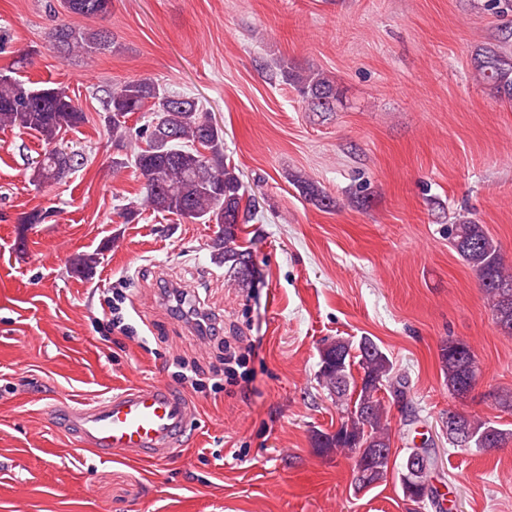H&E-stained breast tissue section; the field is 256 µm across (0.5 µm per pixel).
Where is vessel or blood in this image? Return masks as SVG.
I'll use <instances>...</instances> for the list:
<instances>
[{"label": "vessel or blood", "mask_w": 512, "mask_h": 512, "mask_svg": "<svg viewBox=\"0 0 512 512\" xmlns=\"http://www.w3.org/2000/svg\"><path fill=\"white\" fill-rule=\"evenodd\" d=\"M195 410L168 384H145L76 406H55L51 417L81 447L104 461L133 452L145 461L167 460L185 447Z\"/></svg>", "instance_id": "obj_1"}]
</instances>
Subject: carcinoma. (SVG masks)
<instances>
[{
  "mask_svg": "<svg viewBox=\"0 0 512 512\" xmlns=\"http://www.w3.org/2000/svg\"><path fill=\"white\" fill-rule=\"evenodd\" d=\"M66 9L76 15L94 17L110 12L112 0H64ZM502 44L481 48L475 68L482 80L501 97L512 100V29L502 32ZM55 41L64 49L86 51L102 43L99 33L80 32L69 26L55 31ZM284 81L291 85L314 112H331L339 100L335 81L320 70H298L288 61L278 62ZM149 108L155 113L150 123L131 129L128 115ZM103 121L120 140L129 132L145 141L146 147L133 156L136 171L143 179L145 202L157 213L189 218L222 228L213 241L214 260L227 267L237 280L239 268L252 258L246 250L234 247L239 224L246 222L249 208L242 207L244 193L236 168L224 162V129L190 96L172 95L150 79L129 80L117 84L109 93ZM85 122V113L64 87L33 88L7 72L0 71V127H17L37 134L48 145H57L62 135ZM82 156L59 148L47 151L36 161L31 180L51 183L62 180L81 165ZM289 181L309 201L322 208L333 200L302 175ZM450 237L459 255L477 276L488 298L496 323L512 334V269L505 263L501 245L472 220L454 224ZM441 370L448 392L457 398L471 393L473 374L479 371L476 357L465 342L451 340L440 349ZM358 365L360 378L352 366ZM393 362L371 338L357 344L342 338L326 344L320 354L318 378L340 406L341 423L332 433L312 436V445L322 453L347 451L353 454L354 488L358 491L383 481L389 470L390 456L368 459L373 448L391 452L390 422L379 392L383 388L398 402L407 396L408 377L393 373ZM463 427L469 442L449 440L458 448L487 450L501 448L512 432L497 423L464 416ZM415 449L407 452L400 465L399 480L404 497L417 505L441 508L431 474L438 460L422 448L425 466L417 475H409L408 466Z\"/></svg>",
  "mask_w": 512,
  "mask_h": 512,
  "instance_id": "1",
  "label": "carcinoma"
}]
</instances>
